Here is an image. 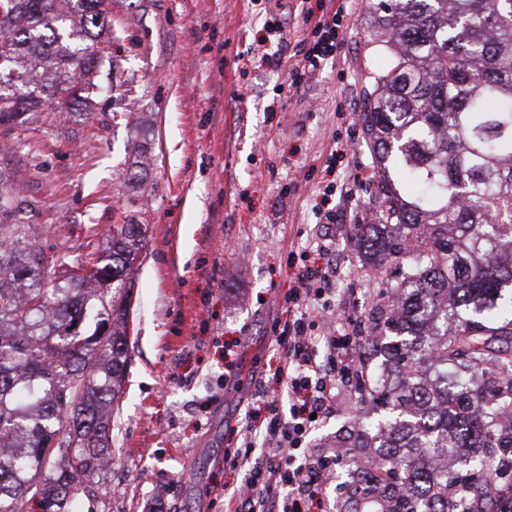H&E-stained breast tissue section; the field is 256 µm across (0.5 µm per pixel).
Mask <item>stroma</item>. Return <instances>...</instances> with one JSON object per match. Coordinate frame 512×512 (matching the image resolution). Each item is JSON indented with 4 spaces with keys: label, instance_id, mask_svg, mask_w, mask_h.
<instances>
[{
    "label": "stroma",
    "instance_id": "35a3bbf8",
    "mask_svg": "<svg viewBox=\"0 0 512 512\" xmlns=\"http://www.w3.org/2000/svg\"><path fill=\"white\" fill-rule=\"evenodd\" d=\"M336 0H112L111 76L95 78L87 107L42 122L32 116L40 172L0 132V161L35 201L40 246L84 256L89 230L106 238L134 218L146 227L133 274L128 364L114 405L99 504L77 512H224L242 470L225 466L252 399V374L280 390L279 354L266 333L288 290L289 251L320 226L317 182L335 134L357 122L369 72L385 62L365 43L367 0H352L336 60L290 96L278 90L300 64L301 14ZM289 36L281 62L245 64L268 45L265 21ZM376 171L363 142L337 158L345 194L331 203L336 301L374 333L385 257L364 260L361 231L379 223ZM290 188L281 197V188ZM342 392L336 414L310 436L315 449L342 445L327 495L352 512V476L368 465L376 429L358 422Z\"/></svg>",
    "mask_w": 512,
    "mask_h": 512
}]
</instances>
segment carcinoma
<instances>
[{
    "instance_id": "cac0c4a2",
    "label": "carcinoma",
    "mask_w": 512,
    "mask_h": 512,
    "mask_svg": "<svg viewBox=\"0 0 512 512\" xmlns=\"http://www.w3.org/2000/svg\"><path fill=\"white\" fill-rule=\"evenodd\" d=\"M102 0H0V129L25 135L48 94L82 103L112 57L98 48ZM366 44L387 64L361 112L379 174L367 248L399 260L397 298L375 348L396 380L357 377L388 414L377 473L354 481L381 512H512L499 495L512 450V0H375ZM42 61L29 60L30 44ZM35 208L0 162V512H71L70 493L114 464L111 414L128 358L127 298L142 224H114L106 247L53 277Z\"/></svg>"
}]
</instances>
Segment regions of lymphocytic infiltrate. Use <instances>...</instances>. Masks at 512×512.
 Returning <instances> with one entry per match:
<instances>
[{"instance_id": "f902f5d3", "label": "lymphocytic infiltrate", "mask_w": 512, "mask_h": 512, "mask_svg": "<svg viewBox=\"0 0 512 512\" xmlns=\"http://www.w3.org/2000/svg\"><path fill=\"white\" fill-rule=\"evenodd\" d=\"M348 17L341 4L306 22L299 41L302 63L289 68L281 92H294L335 60ZM309 245L320 263L308 264V253L289 252L288 316L271 319L267 327L283 354V391L272 396L258 391L260 418L249 420L241 445L224 454L226 465L245 472L229 497L232 512H326L325 491L337 456L313 452L309 436L318 420L332 412L337 390L357 372L350 350L364 333L357 327L338 335L320 329L316 317L330 308L336 280L329 261L334 236L318 233Z\"/></svg>"}]
</instances>
